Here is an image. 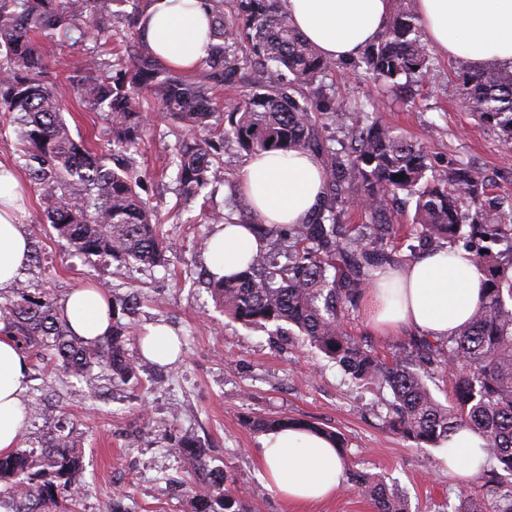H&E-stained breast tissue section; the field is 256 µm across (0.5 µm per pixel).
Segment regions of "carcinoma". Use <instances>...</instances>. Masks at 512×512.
<instances>
[{
  "instance_id": "cac0c4a2",
  "label": "carcinoma",
  "mask_w": 512,
  "mask_h": 512,
  "mask_svg": "<svg viewBox=\"0 0 512 512\" xmlns=\"http://www.w3.org/2000/svg\"><path fill=\"white\" fill-rule=\"evenodd\" d=\"M0 0V112L20 127L19 168L39 191L47 223L87 257H110L148 266L165 262L169 243L153 211L136 187L138 171L131 150L147 132L143 102L150 100L191 135L177 138L166 169L180 195L191 199L224 182L223 161L215 154L211 120L214 91L251 71V91L228 110L224 139L252 155L283 153L318 146L312 109L336 116V101L317 102L308 95L335 67L288 21L275 0H204L211 18L207 56L197 72L186 76L164 66L144 44L128 56H112L107 45L119 32L114 24L135 25L150 0ZM94 46H86L87 41ZM248 44L244 54L233 50ZM86 51L83 74L71 79L78 102L103 113L110 148L98 153L71 134L63 117L66 102L45 58L57 45ZM374 78L395 85L401 77L430 71L429 51L417 17L405 0H397L377 43L364 54ZM448 90L468 102L512 141V67L489 64L479 72L465 70ZM355 148L330 155L325 168L323 203L306 224L294 227L259 224L240 215L264 241L273 233L288 237V269H278L261 249L248 267L209 285L224 313L246 325L282 323L295 326L309 344L336 361L358 383L385 384L395 403L389 426L416 447L437 446L460 427L485 441L486 461L476 478L487 493L460 494L457 512H512V259L507 262L487 243L512 239V217L494 224L478 207L480 174L469 167L448 171L444 184L428 176L427 151L397 129L366 113V123L352 133ZM359 181L357 198L376 218L369 233L341 237L336 224V191L340 183ZM415 201L414 223L422 246L440 249L465 224L472 229L468 250L485 275L481 301L456 335L443 341L422 340L419 371L406 359L390 363L345 336L336 303H355L388 261L378 243L391 235L392 203L399 194ZM348 267L333 277L336 257ZM14 299L0 307V333L26 352L52 350L55 367L84 374L95 366L123 380L136 368L124 343L128 326L112 309V332L98 341L76 336L59 317L54 298L31 291L18 281ZM448 371L454 377V399L439 402L425 374ZM81 455L65 439L49 457L16 448L0 454V484L18 504L15 512H45L59 499L73 501ZM347 479L374 502L377 512H407L405 501L375 476L348 469ZM196 512H247L224 488V476L194 490Z\"/></svg>"
}]
</instances>
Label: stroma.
Returning <instances> with one entry per match:
<instances>
[{
    "mask_svg": "<svg viewBox=\"0 0 512 512\" xmlns=\"http://www.w3.org/2000/svg\"><path fill=\"white\" fill-rule=\"evenodd\" d=\"M84 54L48 56L50 72L61 79L73 136L98 143L103 123L80 106L67 78L81 67ZM464 68L461 61L434 56L421 82L387 89L358 60L337 62L321 92L336 98L342 114L322 133V148L350 151L351 133L363 112L377 113L426 147L438 179L465 162L485 179L483 200L491 217L512 205V161H504L503 132L478 112L445 94L448 81ZM149 125L134 158L142 180L138 191L153 208L171 243L164 266L148 268L79 254L69 241L44 224L38 192L27 188L23 230L31 258L20 279L63 302L73 289L95 283L113 298L128 300L122 315L131 335L126 349L138 356L144 326L162 322L179 337L182 354L174 364L142 362L128 381L113 380L95 368V390L75 376L31 359L29 389L20 447L47 449L69 438L82 450L77 503L60 502L49 512H107L118 501L123 512H195L192 490L209 472L224 473L228 486L249 512H376L369 498L350 483L324 502L294 505L270 491L260 476L257 450L260 418L282 417L338 433L343 457L380 478L406 499L409 512H455L461 482L449 475L444 447L418 448L385 421L393 394L386 386L353 383L341 366L298 335L280 336L273 327L245 326L225 316L208 288L206 252L201 246L213 226L212 211H240L244 199L237 175L247 160L235 144L224 146L223 185L182 204L162 171L167 164L174 121L147 106ZM413 208L399 215L385 250L396 267L419 257ZM343 330L383 361L415 355L416 332L381 336L366 323L361 307L345 311ZM207 450L205 469L194 468L174 451L184 436Z\"/></svg>",
    "mask_w": 512,
    "mask_h": 512,
    "instance_id": "stroma-1",
    "label": "stroma"
}]
</instances>
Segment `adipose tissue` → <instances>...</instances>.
Returning <instances> with one entry per match:
<instances>
[{
  "label": "adipose tissue",
  "instance_id": "1",
  "mask_svg": "<svg viewBox=\"0 0 512 512\" xmlns=\"http://www.w3.org/2000/svg\"><path fill=\"white\" fill-rule=\"evenodd\" d=\"M419 24L441 55L465 62L471 71L493 61L512 63V0H413ZM393 0H283L290 24L330 60H353L384 30ZM210 18L202 0H153L140 21L150 53L178 71L195 70L206 57ZM321 160L305 150L267 151L241 168L238 190L259 223L308 222L325 192ZM24 187L0 162V288L11 287L28 263L30 244L21 229ZM259 249L242 224L215 225L207 265L211 274L244 269ZM485 280L471 255L445 247L401 269H386L364 293L370 325L383 333L413 328L444 340L474 313ZM60 312L72 331L93 340L108 334L112 303L101 288H78ZM28 358L8 339L0 340V452L17 447L28 388ZM483 439L462 428L446 444L448 470L471 476L484 463ZM261 477L282 498L298 504L332 497L344 479L337 448L320 435L293 427L273 431L258 450Z\"/></svg>",
  "mask_w": 512,
  "mask_h": 512
}]
</instances>
